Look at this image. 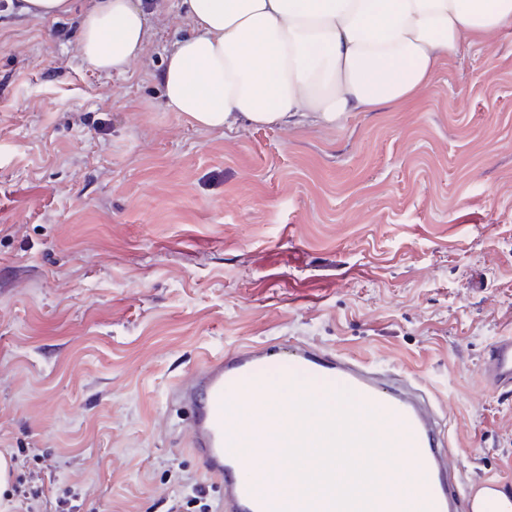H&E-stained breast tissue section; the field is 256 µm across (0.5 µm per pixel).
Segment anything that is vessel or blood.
Masks as SVG:
<instances>
[{
	"label": "vessel or blood",
	"mask_w": 512,
	"mask_h": 512,
	"mask_svg": "<svg viewBox=\"0 0 512 512\" xmlns=\"http://www.w3.org/2000/svg\"><path fill=\"white\" fill-rule=\"evenodd\" d=\"M484 386L493 392L512 388V336L499 337L482 363ZM287 382L295 395L315 399L351 391L355 402L379 415L372 428L424 476L419 512H512V496L501 481H463L448 464V438L442 425L416 398L412 379L377 370L342 354L296 342L269 341L204 356L189 381L169 394L189 412L190 446L221 488L219 512H285L284 499L247 477L243 445L282 450V434L295 423L292 409L267 418L264 403ZM237 403L243 420L231 421L228 403Z\"/></svg>",
	"instance_id": "b4317fda"
}]
</instances>
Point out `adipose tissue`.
<instances>
[{
	"label": "adipose tissue",
	"mask_w": 512,
	"mask_h": 512,
	"mask_svg": "<svg viewBox=\"0 0 512 512\" xmlns=\"http://www.w3.org/2000/svg\"><path fill=\"white\" fill-rule=\"evenodd\" d=\"M193 33L162 96L199 128L335 126L406 100L440 63L512 26V0H179ZM152 36L142 0H94L77 54L125 71Z\"/></svg>",
	"instance_id": "1"
}]
</instances>
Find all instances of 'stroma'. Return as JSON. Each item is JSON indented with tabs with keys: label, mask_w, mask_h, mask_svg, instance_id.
<instances>
[{
	"label": "stroma",
	"mask_w": 512,
	"mask_h": 512,
	"mask_svg": "<svg viewBox=\"0 0 512 512\" xmlns=\"http://www.w3.org/2000/svg\"><path fill=\"white\" fill-rule=\"evenodd\" d=\"M59 22L0 9V512H167L220 486L172 386L201 357L304 342L417 377L452 466L512 492V27L413 98L333 127L203 130L161 96L191 26L103 72ZM484 386L493 392L512 388V336L499 337L482 363Z\"/></svg>",
	"instance_id": "35a3bbf8"
}]
</instances>
